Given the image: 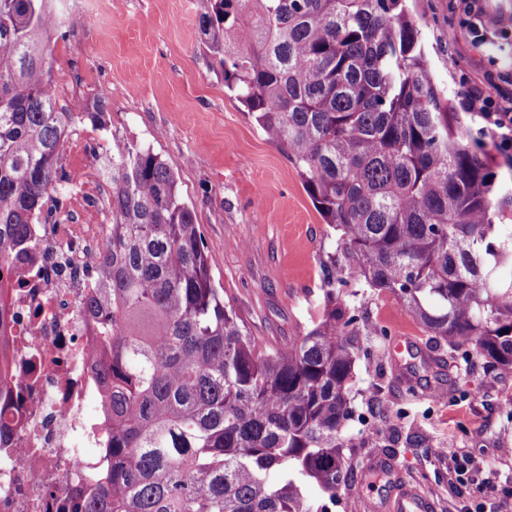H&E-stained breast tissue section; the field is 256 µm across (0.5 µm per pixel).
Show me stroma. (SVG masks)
<instances>
[{
    "label": "stroma",
    "mask_w": 512,
    "mask_h": 512,
    "mask_svg": "<svg viewBox=\"0 0 512 512\" xmlns=\"http://www.w3.org/2000/svg\"><path fill=\"white\" fill-rule=\"evenodd\" d=\"M196 0H108L97 27L69 17L51 39L50 64L57 107L72 122L57 167L86 180L93 153H105L108 136L151 144L173 168L209 245V264L251 335L281 346L305 335L322 303L320 262L330 230L303 188L295 167L224 93V80L200 48ZM421 32L425 58L441 88L458 89L461 73L512 71V39L449 44L457 24L452 0H406ZM107 99L104 126L86 116L94 98ZM479 137L481 155L512 192L505 166L477 109L462 113ZM367 323L384 335L363 339L356 363L354 404L346 461L353 478L342 484L330 512H368L413 489L423 512H474L502 504L512 512V371L487 368L482 357L462 364L441 352L437 373L405 358L408 382L394 379L389 346L413 337L421 350L434 342L403 312L393 295L366 289L360 300ZM446 394L432 395L436 386ZM454 441L464 452L488 458L475 483H453V464L439 448Z\"/></svg>",
    "instance_id": "stroma-1"
}]
</instances>
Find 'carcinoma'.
Segmentation results:
<instances>
[{
	"instance_id": "carcinoma-1",
	"label": "carcinoma",
	"mask_w": 512,
	"mask_h": 512,
	"mask_svg": "<svg viewBox=\"0 0 512 512\" xmlns=\"http://www.w3.org/2000/svg\"><path fill=\"white\" fill-rule=\"evenodd\" d=\"M58 0H0V268L66 192L70 116L48 62ZM201 48L294 165L324 223L318 321L281 347L251 336L174 170L112 138V241L86 311L112 417V467L82 512H326L366 324L360 284L469 363L512 369V194L431 73L403 0H198Z\"/></svg>"
}]
</instances>
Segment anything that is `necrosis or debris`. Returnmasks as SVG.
<instances>
[{"instance_id":"necrosis-or-debris-1","label":"necrosis or debris","mask_w":512,"mask_h":512,"mask_svg":"<svg viewBox=\"0 0 512 512\" xmlns=\"http://www.w3.org/2000/svg\"><path fill=\"white\" fill-rule=\"evenodd\" d=\"M63 224H34L0 272V512H72L112 465L96 380L98 325L84 308L112 236L95 197Z\"/></svg>"}]
</instances>
